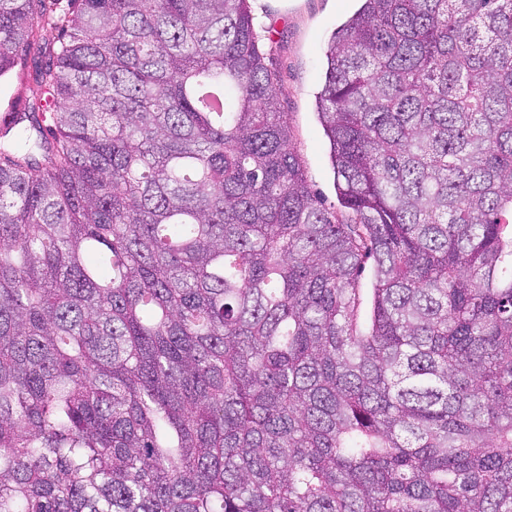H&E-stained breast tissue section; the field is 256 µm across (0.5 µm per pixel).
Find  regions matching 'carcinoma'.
Returning <instances> with one entry per match:
<instances>
[{
	"instance_id": "cac0c4a2",
	"label": "carcinoma",
	"mask_w": 512,
	"mask_h": 512,
	"mask_svg": "<svg viewBox=\"0 0 512 512\" xmlns=\"http://www.w3.org/2000/svg\"><path fill=\"white\" fill-rule=\"evenodd\" d=\"M67 2L0 0V512H512V0L336 28L342 212L249 0ZM40 93L41 90L36 84L14 75L9 81L0 84V117L4 112H8L5 108V100L10 96L20 94L33 98L40 95Z\"/></svg>"
}]
</instances>
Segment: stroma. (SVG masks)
<instances>
[{
    "mask_svg": "<svg viewBox=\"0 0 512 512\" xmlns=\"http://www.w3.org/2000/svg\"><path fill=\"white\" fill-rule=\"evenodd\" d=\"M356 0H250L259 26L272 40L271 62L280 73L277 93L287 114L290 145L311 190L338 207L330 146L316 111L325 77V52L332 32Z\"/></svg>",
    "mask_w": 512,
    "mask_h": 512,
    "instance_id": "stroma-1",
    "label": "stroma"
}]
</instances>
